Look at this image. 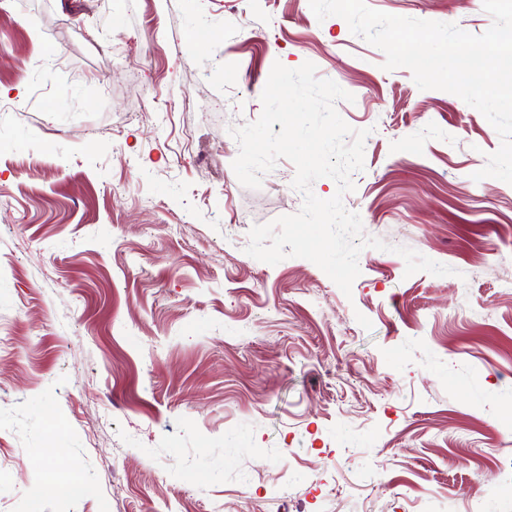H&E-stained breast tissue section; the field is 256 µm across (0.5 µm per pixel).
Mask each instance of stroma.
I'll list each match as a JSON object with an SVG mask.
<instances>
[{"label": "stroma", "mask_w": 512, "mask_h": 512, "mask_svg": "<svg viewBox=\"0 0 512 512\" xmlns=\"http://www.w3.org/2000/svg\"><path fill=\"white\" fill-rule=\"evenodd\" d=\"M492 24L482 0H366ZM0 0V512H512V184L458 96L307 0ZM352 94L351 295L249 256L300 211L231 127L274 63ZM453 268L405 276L396 247Z\"/></svg>", "instance_id": "obj_1"}]
</instances>
